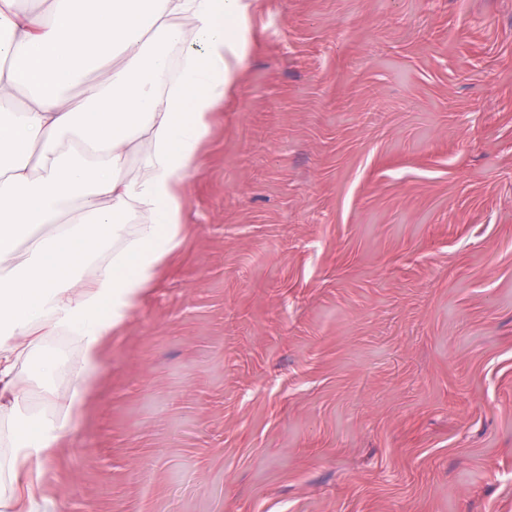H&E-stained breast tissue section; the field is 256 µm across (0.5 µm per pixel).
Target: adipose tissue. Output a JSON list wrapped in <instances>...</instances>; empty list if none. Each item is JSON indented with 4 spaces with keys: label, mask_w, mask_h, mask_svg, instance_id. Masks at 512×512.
Listing matches in <instances>:
<instances>
[{
    "label": "adipose tissue",
    "mask_w": 512,
    "mask_h": 512,
    "mask_svg": "<svg viewBox=\"0 0 512 512\" xmlns=\"http://www.w3.org/2000/svg\"><path fill=\"white\" fill-rule=\"evenodd\" d=\"M257 3L0 0L5 512L48 508L38 478L80 416L104 345L183 246L186 186L254 43ZM45 336L76 337L79 363L66 393L43 392L54 419H22L16 367Z\"/></svg>",
    "instance_id": "ef3b65f1"
}]
</instances>
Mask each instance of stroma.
I'll return each mask as SVG.
<instances>
[{
    "label": "stroma",
    "mask_w": 512,
    "mask_h": 512,
    "mask_svg": "<svg viewBox=\"0 0 512 512\" xmlns=\"http://www.w3.org/2000/svg\"><path fill=\"white\" fill-rule=\"evenodd\" d=\"M59 512H512V0H260Z\"/></svg>",
    "instance_id": "stroma-1"
}]
</instances>
